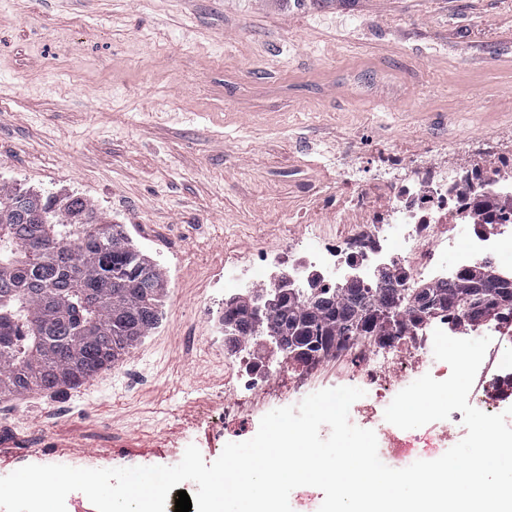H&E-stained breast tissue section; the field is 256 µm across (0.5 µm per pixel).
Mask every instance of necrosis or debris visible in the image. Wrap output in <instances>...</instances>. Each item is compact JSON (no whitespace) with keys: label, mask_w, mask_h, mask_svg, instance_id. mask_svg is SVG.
Here are the masks:
<instances>
[{"label":"necrosis or debris","mask_w":512,"mask_h":512,"mask_svg":"<svg viewBox=\"0 0 512 512\" xmlns=\"http://www.w3.org/2000/svg\"><path fill=\"white\" fill-rule=\"evenodd\" d=\"M490 162L469 170L448 157V147H435L436 162L425 163L402 150L391 151L379 164L375 178L362 183L354 168L338 170L335 193L316 192L318 210L335 213L337 223L351 221L358 234L345 248H336L323 236L310 238L303 252L281 251L249 264L243 275L231 276L236 292L270 285L277 266L295 269L298 278L314 276L321 284L335 282L337 275L370 280L376 267L399 262L408 283L449 276L440 266L439 254L450 253L459 266L491 259L503 277L512 276V155L502 152L495 141L484 144ZM501 202L495 218L479 215L472 204L474 195ZM240 370L232 381L231 399L224 402V416L237 418L240 409L257 390L278 382L293 389L300 379L294 368H266L256 373L245 370L249 354L244 347L234 352ZM354 366L364 386L376 400H383L398 382L423 376L435 365L432 338L416 342L402 340L398 346H356Z\"/></svg>","instance_id":"obj_1"}]
</instances>
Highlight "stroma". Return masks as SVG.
<instances>
[{
    "label": "stroma",
    "instance_id": "stroma-1",
    "mask_svg": "<svg viewBox=\"0 0 512 512\" xmlns=\"http://www.w3.org/2000/svg\"><path fill=\"white\" fill-rule=\"evenodd\" d=\"M512 135V0H0V190L76 194L165 274L161 319L77 388L0 405V477L30 465L174 466L251 439L273 409L358 386L329 359L224 420L209 338L224 259L311 227L336 165ZM467 433L397 430L446 452ZM54 442L53 456L43 455Z\"/></svg>",
    "mask_w": 512,
    "mask_h": 512
}]
</instances>
